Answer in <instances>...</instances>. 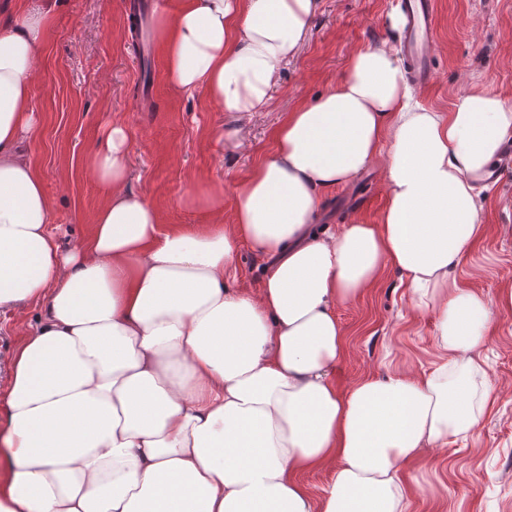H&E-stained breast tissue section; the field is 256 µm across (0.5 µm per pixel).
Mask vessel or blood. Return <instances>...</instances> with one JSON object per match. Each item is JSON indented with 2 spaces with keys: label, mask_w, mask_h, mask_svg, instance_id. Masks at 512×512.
<instances>
[{
  "label": "vessel or blood",
  "mask_w": 512,
  "mask_h": 512,
  "mask_svg": "<svg viewBox=\"0 0 512 512\" xmlns=\"http://www.w3.org/2000/svg\"><path fill=\"white\" fill-rule=\"evenodd\" d=\"M404 29L406 63L412 78L423 83L435 80L432 64V46L435 40L434 0H405Z\"/></svg>",
  "instance_id": "b4317fda"
}]
</instances>
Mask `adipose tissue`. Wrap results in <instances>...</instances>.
Listing matches in <instances>:
<instances>
[{
    "label": "adipose tissue",
    "instance_id": "obj_1",
    "mask_svg": "<svg viewBox=\"0 0 512 512\" xmlns=\"http://www.w3.org/2000/svg\"><path fill=\"white\" fill-rule=\"evenodd\" d=\"M55 0L0 25V310L44 307L0 395V512H407L406 466L477 428L494 402L477 359L497 310L450 271L486 232L477 184L512 134V103L473 87L446 112L420 105L395 52L368 45L289 112L275 152L212 213L164 223L127 187L126 128L85 169L107 189L90 232L65 246L23 145ZM319 0L157 6L171 83L227 112H261L301 52ZM381 164L375 224L318 231L321 189ZM270 260L259 294L230 288L241 245ZM399 270L437 317L440 363L339 390L337 305ZM331 479L313 499L301 475Z\"/></svg>",
    "mask_w": 512,
    "mask_h": 512
}]
</instances>
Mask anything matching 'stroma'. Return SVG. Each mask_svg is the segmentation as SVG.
<instances>
[{
	"mask_svg": "<svg viewBox=\"0 0 512 512\" xmlns=\"http://www.w3.org/2000/svg\"><path fill=\"white\" fill-rule=\"evenodd\" d=\"M398 0H321L305 46L283 66L263 112H224L203 91L188 94L167 75L156 33L136 39L126 0H58L39 51L31 105L40 129L27 154L51 201L53 227L66 240L87 235L107 192L83 169L105 121L127 126L131 143L129 189L143 193L164 223L207 224L211 215L187 203L188 189L224 191L225 226H232L237 188L251 168L274 151V131L287 112L312 101L345 72L355 50L386 43L400 47L391 25ZM436 79L420 88L423 106L448 111L479 86L512 102V0H435ZM224 131L223 141L211 132ZM317 226L333 230L358 221L377 223L386 202L380 166L320 192ZM485 237L456 269L457 279L490 301L512 290V175L479 195ZM268 260L242 247L229 287L258 293ZM38 305L0 311V391L11 358ZM347 349L336 386L395 372L433 369L436 317L414 305L401 272L387 268L355 299L336 308ZM495 403L481 425L445 451L421 449L408 474L438 471L436 491L414 488L408 512H512V313L496 314L481 351Z\"/></svg>",
	"mask_w": 512,
	"mask_h": 512,
	"instance_id": "stroma-1",
	"label": "stroma"
}]
</instances>
